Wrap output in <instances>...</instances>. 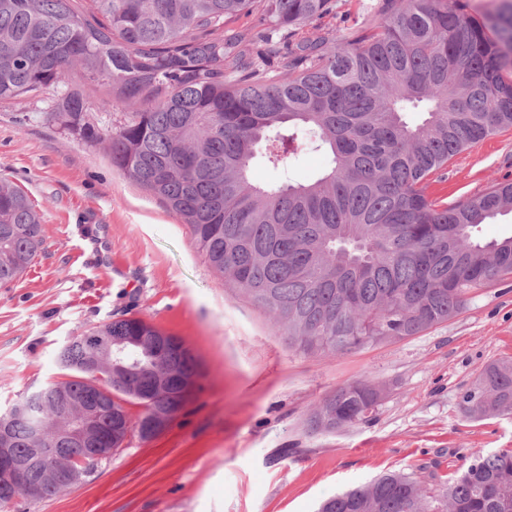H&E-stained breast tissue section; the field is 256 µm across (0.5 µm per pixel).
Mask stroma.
Here are the masks:
<instances>
[{"mask_svg": "<svg viewBox=\"0 0 512 512\" xmlns=\"http://www.w3.org/2000/svg\"><path fill=\"white\" fill-rule=\"evenodd\" d=\"M86 93V118L123 120L105 86L72 72L33 98L0 104V178L41 216L44 248L0 288V411L68 373L65 342L138 317L181 338L202 376L167 430L129 438L95 474L11 512H316L336 493L389 472L431 491L478 455L512 449V415L470 420L461 400L490 361L512 357V278L471 292L448 321L343 356L307 355L277 334L198 251L181 219L87 144L48 120L62 95ZM328 163L301 146L287 169L253 163L261 184L303 182ZM512 179V129L470 146L429 194L454 203ZM369 378L380 397L366 422L312 431V410L337 387Z\"/></svg>", "mask_w": 512, "mask_h": 512, "instance_id": "stroma-1", "label": "stroma"}]
</instances>
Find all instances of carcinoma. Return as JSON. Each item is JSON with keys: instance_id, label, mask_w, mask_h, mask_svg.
Here are the masks:
<instances>
[{"instance_id": "obj_1", "label": "carcinoma", "mask_w": 512, "mask_h": 512, "mask_svg": "<svg viewBox=\"0 0 512 512\" xmlns=\"http://www.w3.org/2000/svg\"><path fill=\"white\" fill-rule=\"evenodd\" d=\"M260 17L234 29L242 13ZM336 0H0V103L38 95L73 68L109 84L119 126L86 120L68 93L48 118L90 143L190 228L210 267L305 354L341 356L415 336L463 309L470 292L512 278V237L476 228L512 213V181L448 205L430 176L468 146L512 127V0L476 18L463 0H378L341 40L317 21ZM421 112L415 124L406 113ZM330 155L311 182L261 186L258 148L285 167L300 135ZM26 195L0 179V288L43 249ZM126 349L112 381L75 336L58 359L77 405L99 408L83 444L54 434L67 413L49 384L23 394L10 425L20 457L58 448L74 463L112 447L126 405L168 421L200 377L182 341L136 317L90 329ZM379 393L338 387L311 413L315 432L366 421ZM466 416L512 414V357L488 363L462 397ZM318 512H512V450L474 458L434 494L411 474L336 494Z\"/></svg>"}]
</instances>
